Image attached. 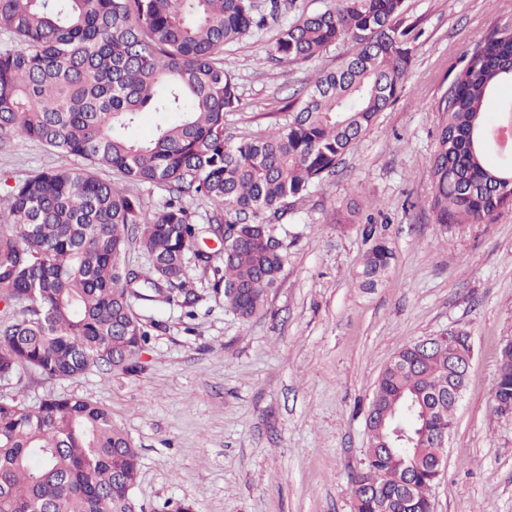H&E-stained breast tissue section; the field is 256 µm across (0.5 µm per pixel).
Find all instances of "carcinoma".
<instances>
[{"label":"carcinoma","instance_id":"1","mask_svg":"<svg viewBox=\"0 0 512 512\" xmlns=\"http://www.w3.org/2000/svg\"><path fill=\"white\" fill-rule=\"evenodd\" d=\"M254 0H0V142L19 137L54 154L79 157L81 169L49 168L3 181L0 193V381L22 369L73 379L94 366L139 368L151 330L133 306L189 317L201 295L187 287V264L210 266L193 249L207 234L222 249L213 291L249 320L264 307L284 263L277 226L289 200L326 180L378 113L400 96L412 64L404 0H334L280 26L268 57L306 62L344 42L336 69L317 76L288 105V119L264 136L235 143L224 135L241 106L224 47L266 16ZM512 80V29L496 28L474 47L439 102L441 129L430 161L432 208L440 224L481 223L512 206V164H490L485 107ZM160 114L154 138L136 135L139 115ZM108 171L112 180L101 176ZM159 184L168 200L152 214L126 187ZM212 206L197 224L183 198ZM372 241L358 274L372 288L393 254ZM148 256L122 267L131 243ZM424 349L412 342L379 373L366 416L394 415L427 457L456 415L445 393L465 383L458 364L469 335ZM423 399L424 427L401 419L406 399ZM512 406V348L501 351L492 410ZM366 461L354 476L353 512H433L437 478L410 476L396 457L407 440L367 427ZM139 455L100 405L49 395L35 407L0 398V512H128Z\"/></svg>","mask_w":512,"mask_h":512}]
</instances>
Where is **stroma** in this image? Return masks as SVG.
Returning a JSON list of instances; mask_svg holds the SVG:
<instances>
[{
	"label": "stroma",
	"mask_w": 512,
	"mask_h": 512,
	"mask_svg": "<svg viewBox=\"0 0 512 512\" xmlns=\"http://www.w3.org/2000/svg\"><path fill=\"white\" fill-rule=\"evenodd\" d=\"M330 0H280L277 19L226 48L241 106L231 140L269 131L288 99L336 68L341 47L299 65L268 59L281 23ZM413 62L398 100L329 181L288 206L286 259L263 310L239 319L188 265L194 317L160 313L142 369L107 366L67 380L20 371L0 395L28 406L48 394L98 403L139 453L135 512L188 501L196 512H352L350 477L368 446L374 383L404 344L461 328L472 337L466 390L432 489L434 512H512V418L491 411L501 348L512 340V208L478 224H440L429 160L438 102L477 40L512 25V0H405ZM83 167L39 143L0 145V175ZM372 223L393 253L376 288H359Z\"/></svg>",
	"instance_id": "stroma-1"
}]
</instances>
